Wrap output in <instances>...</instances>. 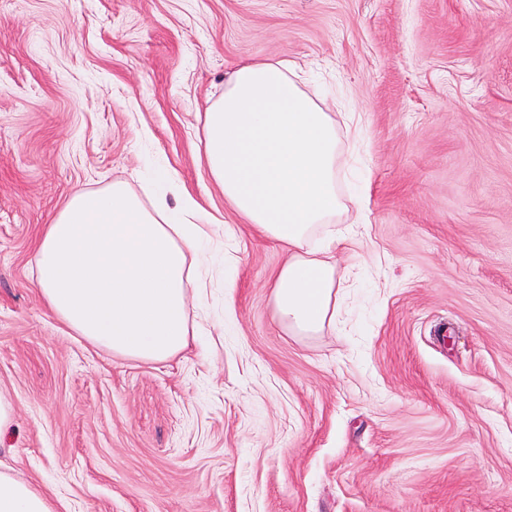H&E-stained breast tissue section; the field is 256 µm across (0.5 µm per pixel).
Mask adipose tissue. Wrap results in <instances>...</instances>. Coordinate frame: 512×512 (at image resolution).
I'll return each mask as SVG.
<instances>
[{
    "mask_svg": "<svg viewBox=\"0 0 512 512\" xmlns=\"http://www.w3.org/2000/svg\"><path fill=\"white\" fill-rule=\"evenodd\" d=\"M348 114L337 127L327 103L300 88L287 59L239 65L205 112L202 153L232 210L287 246L273 285L274 318L291 336L336 326V232L344 212L337 161ZM213 218L189 193L142 198L127 183L77 190L54 214L37 248V286L59 321L113 355L164 362L188 344L191 312L212 267L233 310L234 263L211 261ZM0 512H54L48 497L0 468Z\"/></svg>",
    "mask_w": 512,
    "mask_h": 512,
    "instance_id": "adipose-tissue-1",
    "label": "adipose tissue"
}]
</instances>
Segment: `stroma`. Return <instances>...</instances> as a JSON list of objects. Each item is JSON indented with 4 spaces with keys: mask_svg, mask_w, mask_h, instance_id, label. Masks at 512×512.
<instances>
[{
    "mask_svg": "<svg viewBox=\"0 0 512 512\" xmlns=\"http://www.w3.org/2000/svg\"><path fill=\"white\" fill-rule=\"evenodd\" d=\"M285 58L363 118L367 221L336 246V328L275 321L287 256L199 152L207 100ZM236 261L202 345L90 346L35 246L78 189L153 166ZM0 461L60 512H512V0H0Z\"/></svg>",
    "mask_w": 512,
    "mask_h": 512,
    "instance_id": "35a3bbf8",
    "label": "stroma"
}]
</instances>
